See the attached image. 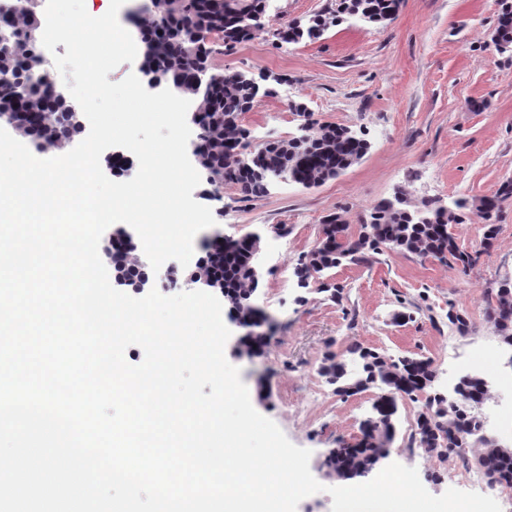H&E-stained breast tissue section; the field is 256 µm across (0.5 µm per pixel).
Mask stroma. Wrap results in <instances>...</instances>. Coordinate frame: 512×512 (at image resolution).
Returning <instances> with one entry per match:
<instances>
[{
	"label": "stroma",
	"mask_w": 512,
	"mask_h": 512,
	"mask_svg": "<svg viewBox=\"0 0 512 512\" xmlns=\"http://www.w3.org/2000/svg\"><path fill=\"white\" fill-rule=\"evenodd\" d=\"M508 4L512 0H401L390 22H344L298 44L261 34L211 59L216 69L278 82L275 95L258 99L241 117L252 144L297 133L298 103L317 122L351 129L368 144L359 163L317 188L286 182L248 200L228 185L215 199L203 181L193 192L215 219L213 230L196 235L194 249L214 230L234 238L252 230L269 234L255 258L262 280L254 302L272 318L271 343L262 357L241 355L242 331L235 327L225 356L239 368L255 410L291 443L312 452L310 471L323 490L300 501L296 512H332L328 490L339 481L327 475L325 456L355 443L372 414L377 388L342 396L319 373L327 354L352 345L393 357L431 358L432 390L441 394L468 374L479 348L494 349L496 363L480 370L493 398L479 416L485 434L512 448V427L498 418L501 408L512 405V367L485 317L487 290L512 279V198L491 218L469 210L455 226L460 247L481 254L470 270L385 249L366 263L328 271L327 281L343 290L338 302L299 287L293 275L327 215H340L355 234L376 203L400 191L414 206L448 205L494 194L512 182V47L495 46ZM489 222L498 232L488 245ZM273 226L283 228V235L270 234ZM452 309L469 317L468 333L449 325ZM420 408L408 399L400 402L390 461L416 468L432 495L454 487L494 496L486 482H471L455 458L409 447Z\"/></svg>",
	"instance_id": "stroma-1"
}]
</instances>
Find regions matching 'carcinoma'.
I'll return each instance as SVG.
<instances>
[{"label":"carcinoma","mask_w":512,"mask_h":512,"mask_svg":"<svg viewBox=\"0 0 512 512\" xmlns=\"http://www.w3.org/2000/svg\"><path fill=\"white\" fill-rule=\"evenodd\" d=\"M237 3L240 7L230 10L228 0H158L154 9H144L136 16L146 51L143 66L190 100L194 111L201 114L196 153L200 167L209 172V184L216 193L234 185L250 199L266 195L275 181L314 188L336 178L366 154L368 145L362 139H351L344 127L309 121L310 113L301 104L294 105V111L309 123L306 141L296 144L282 139L250 145V132L240 124V116L251 111L259 97L272 96L275 90L266 87L259 91L246 80L213 68L211 58L221 46L271 32L269 0ZM398 6L399 0H336V9L328 14H319L305 25L294 22L285 27L282 41L315 40L345 16L374 24L391 21ZM1 29L9 30L13 37L0 43V118H7L15 135L38 152H64L81 133L67 112L68 101L44 79L33 82L25 74L27 65L39 61L38 0H14L0 12ZM496 45H512L509 8L500 18ZM511 197L512 185H508L494 199L482 197L473 204L459 199L450 206L430 202L413 209L402 193L373 206L369 222L361 225L355 236L348 235V225L340 217L329 215L321 224L314 248L299 258L294 276L300 287L317 282L338 298L340 289L321 281L325 273L344 261L363 262L368 253L384 247L472 268L481 252L461 249L452 227L463 221L464 210L472 207L487 215ZM255 257L245 239L222 248L227 298L245 322L255 325L240 341V353L249 357L262 354L267 346L264 313L252 308V297L260 285L252 272ZM486 318L501 343L512 350V282L504 280L488 291ZM347 353L362 360V377L349 381L346 361L336 354L326 356L320 374L341 395L372 386L380 393L374 404L375 417L362 425L357 446L343 445L327 456L330 475L350 480L371 472L378 465L376 450L388 448L394 441L399 403L424 393L411 442L440 458H456L466 468L476 466L493 489L512 487V450L478 438L479 418L473 409L493 398L483 379L466 376L453 396L431 395L427 390L436 371L430 358H386L357 345Z\"/></svg>","instance_id":"1"}]
</instances>
